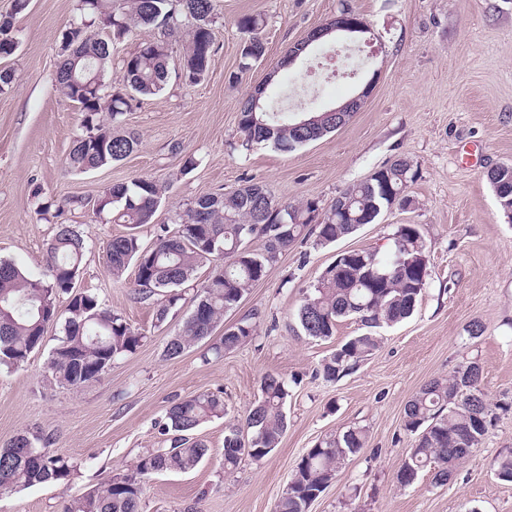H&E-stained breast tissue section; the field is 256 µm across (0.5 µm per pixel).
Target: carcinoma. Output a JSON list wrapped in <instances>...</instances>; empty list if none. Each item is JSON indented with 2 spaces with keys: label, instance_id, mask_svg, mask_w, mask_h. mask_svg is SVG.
Wrapping results in <instances>:
<instances>
[{
  "label": "carcinoma",
  "instance_id": "1",
  "mask_svg": "<svg viewBox=\"0 0 512 512\" xmlns=\"http://www.w3.org/2000/svg\"><path fill=\"white\" fill-rule=\"evenodd\" d=\"M28 0H13L11 12L0 14V58L17 48L16 15ZM78 19L59 33L60 61L57 89L78 105L83 134L75 141L69 165L86 172L121 161L139 146L134 132L119 133L115 126L131 106L133 97L105 94V79L112 68V48L135 35V52L121 59L123 81L132 93L159 94L169 78L172 39L181 30L178 16L188 19L187 39L181 56L182 77L201 81L214 55L213 0H123L114 8L108 0H78ZM263 20L246 15L239 28L247 35L241 69L262 59L266 47L259 30ZM288 111L276 94L254 105L244 97L239 106V127L248 142H269L281 151H293L336 131V119L322 117L299 129L301 117L283 121ZM416 172L406 158H397L369 179L340 192L325 208L310 200L297 206L272 200L257 183L232 194L208 193L196 198L182 213L171 233L162 228L152 245L143 244L137 229L154 222L162 193L150 178H135L106 189L95 203L96 213L111 222L128 225L129 232L113 237L106 246L105 263L114 278L135 265L134 299L151 304L156 325H162L182 300V289L199 268H210L195 294L196 311L168 342L166 356L175 358L211 337L224 319V311L238 306L250 288L266 276L267 267L282 250L303 233L321 243H332L354 233L362 224H374L391 199L407 202L404 192ZM497 203L512 212V164L487 172ZM257 235L264 251L254 253L245 244ZM86 252L82 235L70 224L57 225L47 247V273L34 277L11 261H0V368L18 369L43 346L45 325L57 319V300H68L64 336L52 350L48 368L55 380L79 388L97 380L112 363L134 354L146 340L142 330L104 306L98 295L75 291ZM363 262L328 266L298 309L305 335L326 339L337 322L352 317L368 328L336 348L320 364L318 373L336 382L356 371L379 347L371 328L393 325L409 318L430 276L426 245L419 229L403 224L393 234L386 258L362 252ZM255 324L245 317L224 331L212 347L216 356L254 335ZM481 368L475 361L460 363L446 378L432 379L407 402L404 429L416 435L415 443L397 471L399 486L412 485L420 473L431 472L436 486L447 484L457 465L479 448L497 418L496 410L508 404L490 402L480 388ZM261 397L246 412L244 425L224 436V468L235 469L244 459L262 462L286 430L283 408L288 384L276 374L261 381ZM227 414L224 397L202 392L172 402L162 430L170 435L169 447L156 448L136 458L123 473L109 476L100 486L69 497L63 512H140L144 488L158 473L187 474L197 469L209 452L195 438L204 423ZM367 432L352 427L326 438L307 450L294 469L275 512H309L311 503L326 489L349 458L366 447ZM50 440L23 433L0 448V494L19 488L56 483L69 488L77 466L49 448ZM497 478L512 483V452L493 461Z\"/></svg>",
  "mask_w": 512,
  "mask_h": 512
}]
</instances>
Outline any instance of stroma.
I'll return each instance as SVG.
<instances>
[{"mask_svg":"<svg viewBox=\"0 0 512 512\" xmlns=\"http://www.w3.org/2000/svg\"><path fill=\"white\" fill-rule=\"evenodd\" d=\"M216 51L201 82L180 78L181 50L170 60L165 89L139 97L122 127L137 132L139 148L126 159L89 173L72 171L67 155L83 132L76 104L56 88L60 30L77 15V0H29L17 15L18 46L0 60L12 70L0 93V260L32 275L46 272V248L57 224L76 226L86 243L77 285L147 339L81 388L60 385L47 369L64 334L50 325L42 347L20 369L0 370V445L21 432L50 438L52 449L77 466L70 487L41 484L0 496V512H62L68 494L85 492L125 470L140 454L167 447L162 432L173 400L222 391L228 409L197 431L211 456L188 474H159L148 482L141 512H275L300 457L321 439L365 427L366 448L350 457L309 512H512V483L497 479L492 462L512 451V410L498 413L483 444L444 486L421 474L400 487L396 472L414 437L403 428L408 400L428 380L448 377L461 362L477 360L481 389L492 402L512 403V223L486 179L512 164V0H214ZM351 9L371 25L375 55L368 71L313 80L326 48L313 46L279 73L289 112L336 104L371 85L359 112L342 128L291 152L271 144H244L239 103L261 85L289 46ZM265 24L263 60L241 70L243 15ZM197 166L183 173L186 157ZM409 158L417 173L408 207L384 210L377 223L327 245L313 239L279 254L223 324L253 316L255 333L219 360L205 361L207 344L169 358L165 347L193 308L192 295L156 324L151 307L135 303L134 269L112 279L105 249L126 233L92 205L109 187L139 176L162 183L151 224L139 228L152 243L160 225L206 193L228 194L257 182L276 202L329 205L339 192L387 163ZM59 206L41 216L39 201ZM413 224L427 244L432 274L413 315L379 328L378 350L336 382L317 376L322 359L363 333L347 318L327 339L306 336L297 311L337 253L387 252L397 227ZM480 322L484 331L471 338ZM287 383L288 427L261 463L222 466L224 435L240 425L260 396L264 375Z\"/></svg>","mask_w":512,"mask_h":512,"instance_id":"1","label":"stroma"}]
</instances>
